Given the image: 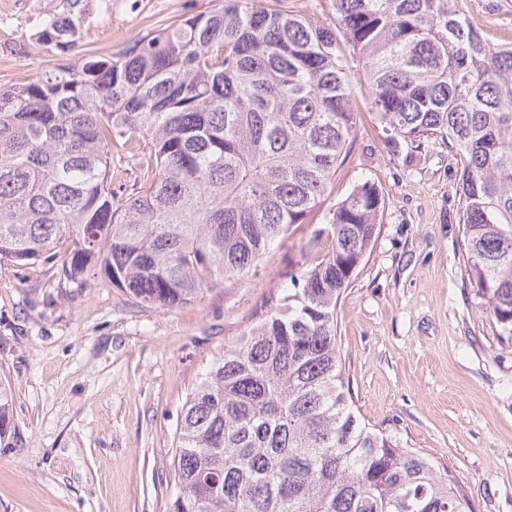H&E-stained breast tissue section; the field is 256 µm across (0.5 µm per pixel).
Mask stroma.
<instances>
[{
	"label": "stroma",
	"mask_w": 512,
	"mask_h": 512,
	"mask_svg": "<svg viewBox=\"0 0 512 512\" xmlns=\"http://www.w3.org/2000/svg\"><path fill=\"white\" fill-rule=\"evenodd\" d=\"M218 0H0V84L71 61L38 40L49 16L80 17L78 46L108 56ZM482 36L512 44V0H461ZM356 140L326 205L360 178L385 197L368 260L336 307L354 409L448 468L474 512H512V342L464 271L463 161L438 140L422 154L385 142L364 95ZM293 226L249 281L159 309L88 270L76 286L38 266L0 265V368L15 434L0 446V512H166L180 409L236 345L269 290L288 282L318 223Z\"/></svg>",
	"instance_id": "1"
}]
</instances>
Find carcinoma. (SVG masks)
<instances>
[{
    "instance_id": "carcinoma-1",
    "label": "carcinoma",
    "mask_w": 512,
    "mask_h": 512,
    "mask_svg": "<svg viewBox=\"0 0 512 512\" xmlns=\"http://www.w3.org/2000/svg\"><path fill=\"white\" fill-rule=\"evenodd\" d=\"M333 8L393 143L462 156L465 272L512 339V44L487 42L459 0ZM79 25L46 18L40 41L65 52ZM356 85L335 30L286 0H222L0 85V262L78 286L98 265L163 309L244 282L322 205L357 131ZM114 162L137 169L134 192L112 189ZM384 209L366 179L326 211L288 285L188 395L168 512H471L447 472L353 408L336 305ZM11 401L0 378V442Z\"/></svg>"
}]
</instances>
